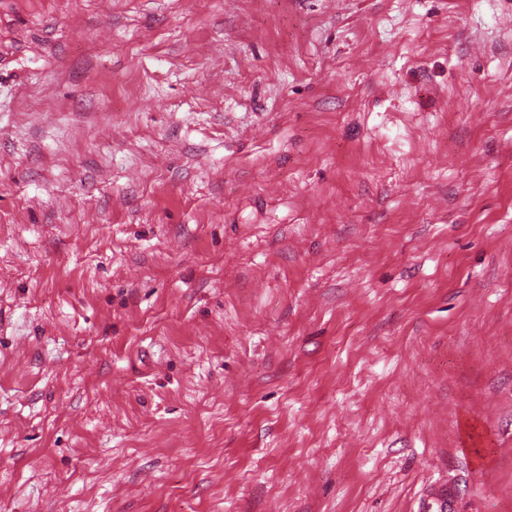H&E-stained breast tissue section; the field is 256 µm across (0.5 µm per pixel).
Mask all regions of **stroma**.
Masks as SVG:
<instances>
[{
    "mask_svg": "<svg viewBox=\"0 0 512 512\" xmlns=\"http://www.w3.org/2000/svg\"><path fill=\"white\" fill-rule=\"evenodd\" d=\"M0 512H512V0H0Z\"/></svg>",
    "mask_w": 512,
    "mask_h": 512,
    "instance_id": "1",
    "label": "stroma"
}]
</instances>
